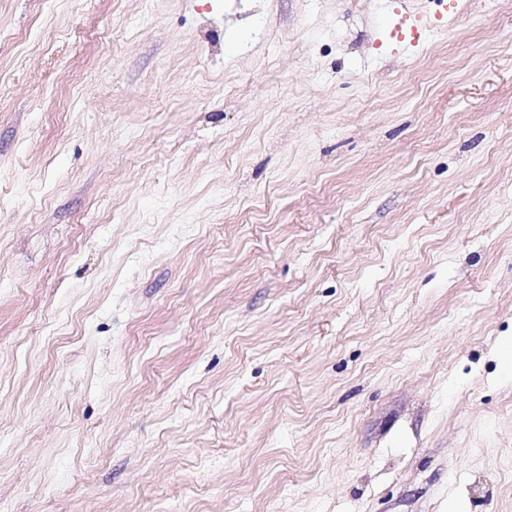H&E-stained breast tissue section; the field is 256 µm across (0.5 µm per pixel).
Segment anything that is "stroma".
<instances>
[{
	"label": "stroma",
	"mask_w": 512,
	"mask_h": 512,
	"mask_svg": "<svg viewBox=\"0 0 512 512\" xmlns=\"http://www.w3.org/2000/svg\"><path fill=\"white\" fill-rule=\"evenodd\" d=\"M512 0H0V512H512Z\"/></svg>",
	"instance_id": "1"
}]
</instances>
